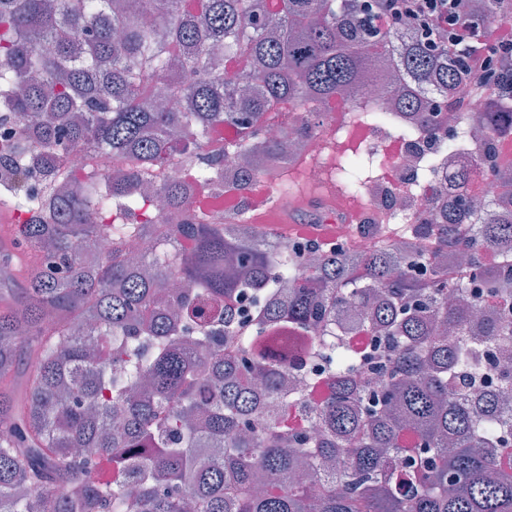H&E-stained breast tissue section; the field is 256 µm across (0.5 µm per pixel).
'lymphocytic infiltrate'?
Segmentation results:
<instances>
[{"mask_svg": "<svg viewBox=\"0 0 512 512\" xmlns=\"http://www.w3.org/2000/svg\"><path fill=\"white\" fill-rule=\"evenodd\" d=\"M377 28L385 29L403 21L429 35H448L449 51L466 56V79L458 91L460 99L472 102L499 95L500 77L512 74V23H469L463 0H364Z\"/></svg>", "mask_w": 512, "mask_h": 512, "instance_id": "obj_1", "label": "lymphocytic infiltrate"}]
</instances>
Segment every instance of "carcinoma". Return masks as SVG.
Returning <instances> with one entry per match:
<instances>
[{
  "label": "carcinoma",
  "instance_id": "cac0c4a2",
  "mask_svg": "<svg viewBox=\"0 0 512 512\" xmlns=\"http://www.w3.org/2000/svg\"><path fill=\"white\" fill-rule=\"evenodd\" d=\"M503 19L512 0H470L469 22ZM384 65L426 133L465 79L428 33L378 31L358 0H0V114L30 118L0 141V169L43 186L13 203L15 247L36 262L23 288L0 286V512H512V423L494 419L498 399L454 384L480 359L466 275L444 267L466 252L485 285L512 279V166L492 167L501 193L472 227L470 174L452 176L459 191L426 254L388 238L361 255L315 245L307 268L248 224L188 212L189 190L220 191L224 172L145 177L226 124L237 139L223 150L281 161L283 142L260 136L280 103L314 114ZM480 105L474 119L493 128L512 113ZM74 146L134 164L71 179ZM336 177L357 191L358 163L339 158ZM156 193L172 217L163 248L132 260L127 233L158 231L138 222ZM247 291L263 304L239 323L228 302ZM352 307L377 354L331 327ZM285 330L312 337L318 391L267 358ZM287 400L316 431L255 425L256 410Z\"/></svg>",
  "mask_w": 512,
  "mask_h": 512
}]
</instances>
